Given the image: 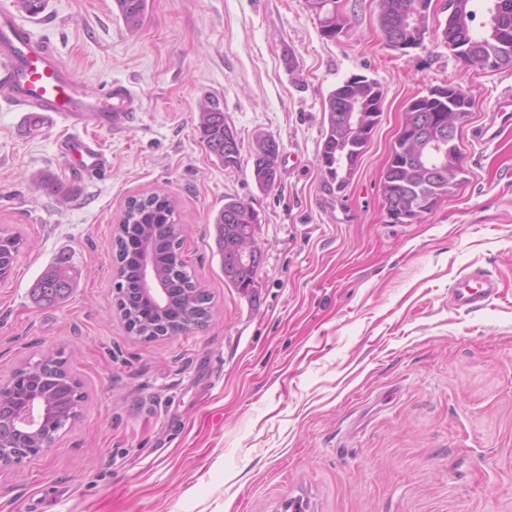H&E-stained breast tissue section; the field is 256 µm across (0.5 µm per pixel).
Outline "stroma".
<instances>
[{"mask_svg": "<svg viewBox=\"0 0 512 512\" xmlns=\"http://www.w3.org/2000/svg\"><path fill=\"white\" fill-rule=\"evenodd\" d=\"M338 2L348 26L334 40L306 0H149L135 32L113 0L19 12L89 94L121 81L141 107L123 130L84 128L109 164L83 175L58 151L68 127L30 132L0 101V234L24 240L0 282V384L54 357L84 395L47 455L0 469V512H280L295 499L308 512H512V123L494 120L512 68L464 65L436 38L445 0L405 53L386 45L378 0ZM354 75L379 83L381 115L340 191L319 161L324 104ZM448 84L473 100L463 181L417 221L391 223L381 176L404 110ZM210 99L238 166L200 141ZM260 134L280 143L268 191L253 179ZM147 191L175 199L182 258L212 311L151 339L117 308L112 258L126 201ZM229 197L260 217L245 293L225 285L215 244ZM60 260L72 294L36 304L32 285ZM475 268L500 299L454 309L451 285Z\"/></svg>", "mask_w": 512, "mask_h": 512, "instance_id": "1", "label": "stroma"}]
</instances>
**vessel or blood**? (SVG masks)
<instances>
[{
	"instance_id": "vessel-or-blood-1",
	"label": "vessel or blood",
	"mask_w": 512,
	"mask_h": 512,
	"mask_svg": "<svg viewBox=\"0 0 512 512\" xmlns=\"http://www.w3.org/2000/svg\"><path fill=\"white\" fill-rule=\"evenodd\" d=\"M0 95L20 111L25 125L38 127L58 120L72 128L59 150L82 172L105 168L108 157L98 141L76 135V128L91 123L122 129L138 109L136 93L121 82L110 84L102 96L87 95L53 47L17 20L12 0H0ZM498 294L496 280L475 269L453 283L449 302L458 309H479Z\"/></svg>"
}]
</instances>
